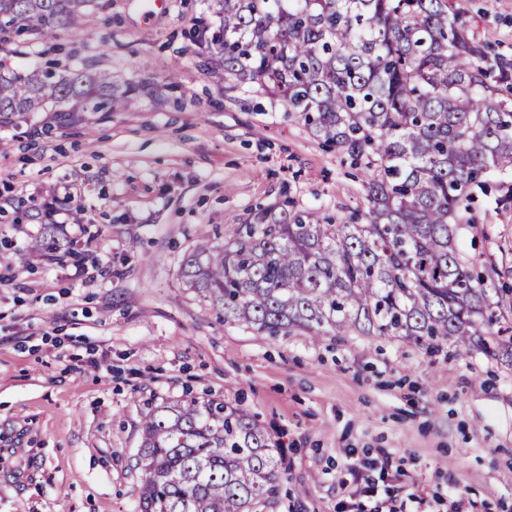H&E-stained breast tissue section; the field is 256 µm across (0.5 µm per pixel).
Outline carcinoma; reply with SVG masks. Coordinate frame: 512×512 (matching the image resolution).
<instances>
[{"instance_id":"1","label":"carcinoma","mask_w":512,"mask_h":512,"mask_svg":"<svg viewBox=\"0 0 512 512\" xmlns=\"http://www.w3.org/2000/svg\"><path fill=\"white\" fill-rule=\"evenodd\" d=\"M103 0H0L15 54L79 31ZM191 34L231 89L256 86L323 145L364 169L366 209L337 223L290 201L259 207L181 269L224 322L267 336H379L512 357L489 331L492 300L455 238L473 190L512 171V57L491 54L452 0H209ZM90 54L28 69L0 60V131L92 133L146 83L117 82ZM73 254L43 223L27 258ZM138 512H255L276 496L281 443L226 401L175 400L146 413Z\"/></svg>"}]
</instances>
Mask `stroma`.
<instances>
[{
  "mask_svg": "<svg viewBox=\"0 0 512 512\" xmlns=\"http://www.w3.org/2000/svg\"><path fill=\"white\" fill-rule=\"evenodd\" d=\"M477 38L512 56V0H453ZM207 0H111L83 31L17 56L41 65L105 42L114 78L163 80L93 135H19L0 152V512H137L140 425L192 395L241 405L282 443L285 480L256 512H512V363L447 345L430 353L375 336L270 337L218 319L180 278L199 241L256 206L343 217L363 209L347 155L309 136L256 88L225 93L188 31ZM78 253L28 260L39 221L15 212L48 193ZM457 230L473 272L512 289V171L471 200ZM389 454L363 497L345 453Z\"/></svg>",
  "mask_w": 512,
  "mask_h": 512,
  "instance_id": "stroma-1",
  "label": "stroma"
}]
</instances>
